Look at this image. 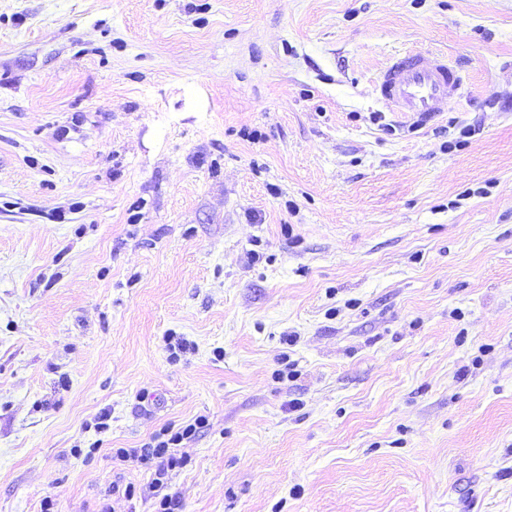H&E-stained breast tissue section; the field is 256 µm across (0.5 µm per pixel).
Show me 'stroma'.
Segmentation results:
<instances>
[{"instance_id": "1", "label": "stroma", "mask_w": 512, "mask_h": 512, "mask_svg": "<svg viewBox=\"0 0 512 512\" xmlns=\"http://www.w3.org/2000/svg\"><path fill=\"white\" fill-rule=\"evenodd\" d=\"M165 496L512 512V0H0V512ZM462 84L448 55L436 54L426 60L420 53L408 52L390 58L373 92L390 112L411 120V126L418 128L443 112L449 98L460 96ZM195 425L186 426L181 432H175L171 436L163 440L164 436H168L171 432L170 427L163 428L158 434H156L150 443L144 445L142 448H134L131 450L125 448H118L116 450V457L121 461H132V462H156L157 470L155 475L157 476L154 481L156 485L161 483V479L165 475L169 468H175L177 466L185 465L183 457L177 458L170 452L169 445H176L178 442L183 440L185 436H189L192 432H195Z\"/></svg>"}]
</instances>
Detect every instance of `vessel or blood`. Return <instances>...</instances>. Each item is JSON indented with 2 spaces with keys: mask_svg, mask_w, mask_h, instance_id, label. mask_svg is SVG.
Instances as JSON below:
<instances>
[{
  "mask_svg": "<svg viewBox=\"0 0 512 512\" xmlns=\"http://www.w3.org/2000/svg\"><path fill=\"white\" fill-rule=\"evenodd\" d=\"M463 80L447 55L425 59L408 52L390 58L373 92L388 110L421 127L442 112L448 99L459 96Z\"/></svg>",
  "mask_w": 512,
  "mask_h": 512,
  "instance_id": "obj_1",
  "label": "vessel or blood"
}]
</instances>
